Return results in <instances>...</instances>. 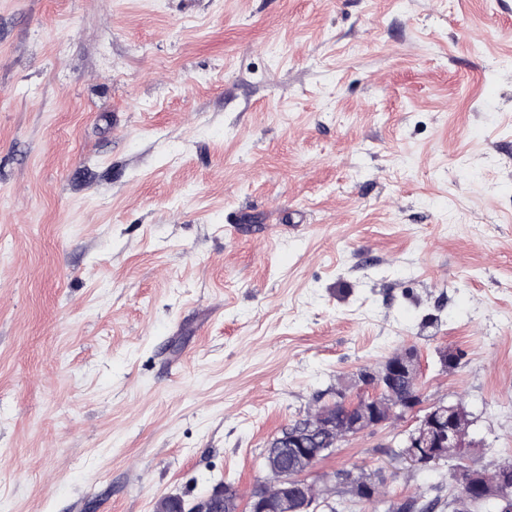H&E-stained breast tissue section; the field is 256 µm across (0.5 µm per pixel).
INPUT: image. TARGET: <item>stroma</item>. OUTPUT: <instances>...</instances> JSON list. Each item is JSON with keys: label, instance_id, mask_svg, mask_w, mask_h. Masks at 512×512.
Returning a JSON list of instances; mask_svg holds the SVG:
<instances>
[{"label": "stroma", "instance_id": "1", "mask_svg": "<svg viewBox=\"0 0 512 512\" xmlns=\"http://www.w3.org/2000/svg\"><path fill=\"white\" fill-rule=\"evenodd\" d=\"M413 349L420 404L307 472L512 461V0H0V512L231 483ZM470 427L471 422L460 405H434L409 433L406 448L412 449L402 457L412 466H430L446 460L448 448L457 456H464L470 448Z\"/></svg>", "mask_w": 512, "mask_h": 512}]
</instances>
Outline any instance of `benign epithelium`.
<instances>
[{"label":"benign epithelium","instance_id":"obj_1","mask_svg":"<svg viewBox=\"0 0 512 512\" xmlns=\"http://www.w3.org/2000/svg\"><path fill=\"white\" fill-rule=\"evenodd\" d=\"M397 375L418 377V363L413 352L390 358L378 373L360 374V381L365 386L375 387L377 394L370 396V403L363 404L361 419L354 422L343 432V438L356 435L366 429L382 425L386 422L403 417L408 411L420 404V395L390 394V399L378 402L379 394L386 391L393 378ZM471 422L466 412L458 404H437L420 419L418 425L409 433L408 447L410 450L403 454L405 462L412 466L438 464L448 457L446 449L450 448L461 457L470 447ZM309 431L303 427L290 428L276 437V446L284 444L290 448H302ZM276 486L277 495L273 498H257L250 512H279V503L288 499V494L297 487L305 484L302 472L277 469L268 473ZM457 482L462 485L465 497L476 505L491 498L489 486L480 478L474 468H466L456 473ZM224 500V486L216 485L205 496L195 500L188 506L178 509V512H213L215 504Z\"/></svg>","mask_w":512,"mask_h":512}]
</instances>
